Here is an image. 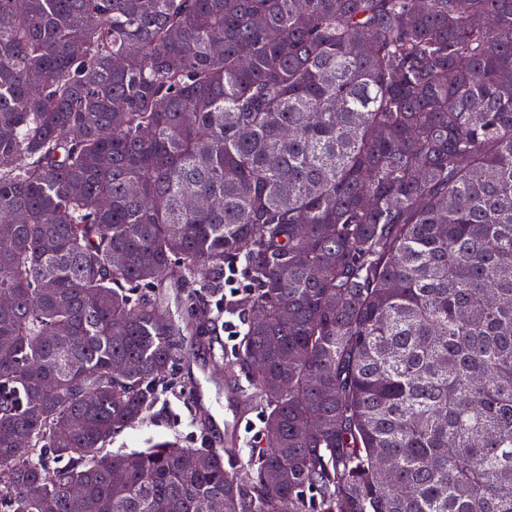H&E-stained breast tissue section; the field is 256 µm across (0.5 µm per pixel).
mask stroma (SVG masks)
<instances>
[{
  "instance_id": "obj_1",
  "label": "stroma",
  "mask_w": 512,
  "mask_h": 512,
  "mask_svg": "<svg viewBox=\"0 0 512 512\" xmlns=\"http://www.w3.org/2000/svg\"><path fill=\"white\" fill-rule=\"evenodd\" d=\"M235 344V338L222 328L212 336H185L169 388L143 422L113 435L110 450H141L164 439L184 448L207 449L222 439L224 432L207 408L215 398L227 395L230 383L225 365L233 357Z\"/></svg>"
}]
</instances>
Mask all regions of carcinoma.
Here are the masks:
<instances>
[{
  "mask_svg": "<svg viewBox=\"0 0 512 512\" xmlns=\"http://www.w3.org/2000/svg\"><path fill=\"white\" fill-rule=\"evenodd\" d=\"M0 18V512H512V0ZM226 264L277 447L105 451ZM146 291L166 306L176 320L181 322L188 319L187 307L182 302V297L186 293V288H181L176 284L168 283L159 288H147Z\"/></svg>",
  "mask_w": 512,
  "mask_h": 512,
  "instance_id": "cac0c4a2",
  "label": "carcinoma"
}]
</instances>
